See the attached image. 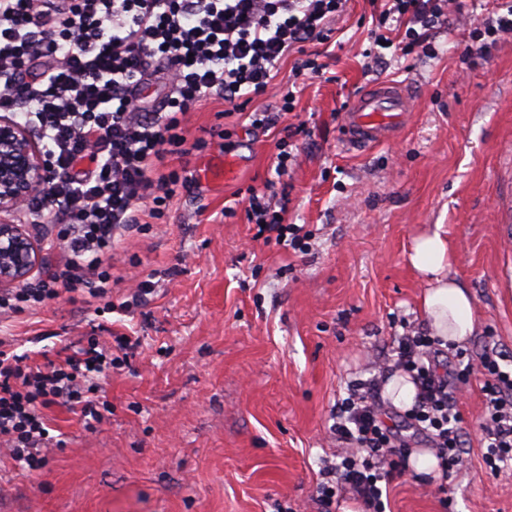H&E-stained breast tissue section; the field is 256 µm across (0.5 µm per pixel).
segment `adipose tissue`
Masks as SVG:
<instances>
[{
	"label": "adipose tissue",
	"mask_w": 512,
	"mask_h": 512,
	"mask_svg": "<svg viewBox=\"0 0 512 512\" xmlns=\"http://www.w3.org/2000/svg\"><path fill=\"white\" fill-rule=\"evenodd\" d=\"M409 262L427 281L421 309L431 334L452 345L468 342L476 327L473 301L469 291L448 275V242L441 231L416 237Z\"/></svg>",
	"instance_id": "obj_1"
}]
</instances>
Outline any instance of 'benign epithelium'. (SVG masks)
I'll use <instances>...</instances> for the list:
<instances>
[{
  "label": "benign epithelium",
  "mask_w": 512,
  "mask_h": 512,
  "mask_svg": "<svg viewBox=\"0 0 512 512\" xmlns=\"http://www.w3.org/2000/svg\"><path fill=\"white\" fill-rule=\"evenodd\" d=\"M48 180L38 143L6 116L0 117V211H12ZM39 250L23 224H0V286L26 281L39 266Z\"/></svg>",
  "instance_id": "obj_1"
}]
</instances>
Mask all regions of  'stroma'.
Instances as JSON below:
<instances>
[{
  "label": "stroma",
  "instance_id": "35a3bbf8",
  "mask_svg": "<svg viewBox=\"0 0 512 512\" xmlns=\"http://www.w3.org/2000/svg\"><path fill=\"white\" fill-rule=\"evenodd\" d=\"M465 19L436 33V57L385 52L367 66L368 0H349L321 44L325 76L298 79L296 111L312 135L276 176L277 131L249 130L222 99L189 116L201 148L171 156L192 178L164 219L112 258L113 302L134 278L154 293L120 315L84 300L0 317L18 352L55 355L103 325L138 336L129 367L101 383L112 414L88 431L66 407L47 414L66 447L44 470H21L0 449V512H321L317 486L347 447L331 410L351 381L376 375L405 326L425 328V288L407 260L420 232L441 225L448 274L470 292L477 317L466 348L512 359V238L498 203L512 193V38L487 63L464 64L473 20L493 0H467ZM380 82L404 86L411 107L393 139L368 148L343 137L354 96ZM234 157L228 178L204 163ZM277 180L303 250L258 239L248 188ZM479 375L463 387L465 465L451 478L406 468L388 485L386 512H512V465L482 461Z\"/></svg>",
  "mask_w": 512,
  "mask_h": 512
}]
</instances>
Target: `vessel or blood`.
Masks as SVG:
<instances>
[{
	"label": "vessel or blood",
	"instance_id": "b4317fda",
	"mask_svg": "<svg viewBox=\"0 0 512 512\" xmlns=\"http://www.w3.org/2000/svg\"><path fill=\"white\" fill-rule=\"evenodd\" d=\"M409 109V95L399 85L384 82L360 94L347 109L345 139L370 145L389 139Z\"/></svg>",
	"mask_w": 512,
	"mask_h": 512
}]
</instances>
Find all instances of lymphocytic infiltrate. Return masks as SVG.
Returning <instances> with one entry per match:
<instances>
[{
  "label": "lymphocytic infiltrate",
  "instance_id": "1",
  "mask_svg": "<svg viewBox=\"0 0 512 512\" xmlns=\"http://www.w3.org/2000/svg\"><path fill=\"white\" fill-rule=\"evenodd\" d=\"M348 0H0V112L34 135L51 178L28 198L29 216L52 215L51 247L62 256L21 287L0 291V314L34 311L62 294L109 296L112 253L145 218H161L190 184L160 172L188 142L187 116L217 96L252 126L273 129L295 108L293 91L270 107L250 104L273 87L280 64L294 57V76L322 75L307 52L327 40L329 23ZM379 5L373 44L399 42L403 55H432L436 30L450 22L455 0H370ZM497 16L471 23L466 53L487 59L490 45L512 35V0H496ZM251 223L301 245L303 228L285 223L275 193L250 190ZM138 343L115 347L98 337L69 342L36 362L0 340V446L30 472L43 469L52 447L46 407L68 406L94 430L112 405L97 377L122 369ZM395 366L416 395L399 426L389 425L379 379L359 381L334 407L333 431L349 452L317 487L323 512L351 492L368 512H381L382 481L401 467L403 430L427 438L444 474L463 464L458 383L483 376L480 425L490 469L512 463V369L494 354L471 362L467 350L447 357L439 339L406 331L393 348ZM457 372H449V363Z\"/></svg>",
  "mask_w": 512,
  "mask_h": 512
}]
</instances>
